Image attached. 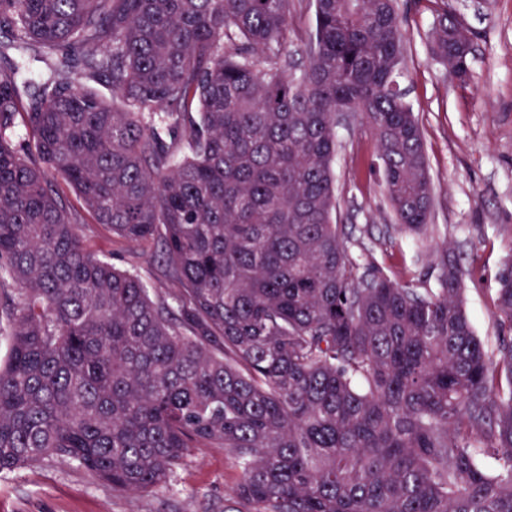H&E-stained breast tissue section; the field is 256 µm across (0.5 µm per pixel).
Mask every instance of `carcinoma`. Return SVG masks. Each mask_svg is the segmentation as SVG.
<instances>
[{
	"instance_id": "carcinoma-1",
	"label": "carcinoma",
	"mask_w": 512,
	"mask_h": 512,
	"mask_svg": "<svg viewBox=\"0 0 512 512\" xmlns=\"http://www.w3.org/2000/svg\"><path fill=\"white\" fill-rule=\"evenodd\" d=\"M290 2L0 0V58L44 65L24 101L0 65V472L56 458L143 493L215 445L240 470L228 512H512V339L475 335L448 243L435 286L401 283L336 223V114L356 108L390 229L435 230L399 0H312L299 64ZM472 46L443 9L448 79ZM50 173L161 245L176 307L84 245ZM492 315L512 330V263Z\"/></svg>"
}]
</instances>
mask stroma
Instances as JSON below:
<instances>
[{
    "mask_svg": "<svg viewBox=\"0 0 512 512\" xmlns=\"http://www.w3.org/2000/svg\"><path fill=\"white\" fill-rule=\"evenodd\" d=\"M405 56L402 85L418 120L434 186L432 238L388 234L396 219L380 173L370 171L375 143L360 122L337 128L334 163L338 221L350 254L374 263L399 282L424 276L432 244L450 243L466 272V311L488 343L506 330L491 315L498 276L512 261V0H400ZM474 33L467 83L448 81L428 50L441 8ZM77 231L121 270L137 274L152 299L167 297L158 271L159 245L138 247L104 225L84 221ZM240 471L223 448H199L169 482L145 493L112 490L72 462L55 459L0 473V512H224Z\"/></svg>",
    "mask_w": 512,
    "mask_h": 512,
    "instance_id": "35a3bbf8",
    "label": "stroma"
}]
</instances>
